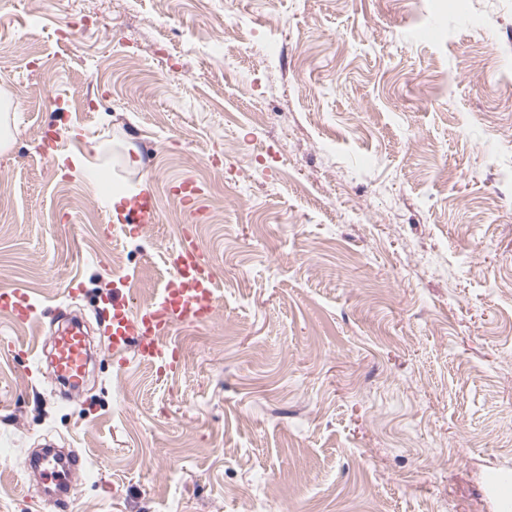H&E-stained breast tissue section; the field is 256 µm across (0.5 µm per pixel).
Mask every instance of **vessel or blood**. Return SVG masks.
Returning a JSON list of instances; mask_svg holds the SVG:
<instances>
[{
	"instance_id": "b4317fda",
	"label": "vessel or blood",
	"mask_w": 512,
	"mask_h": 512,
	"mask_svg": "<svg viewBox=\"0 0 512 512\" xmlns=\"http://www.w3.org/2000/svg\"><path fill=\"white\" fill-rule=\"evenodd\" d=\"M160 218L158 205L151 193L131 198L118 221L122 224H155ZM172 275L159 296L143 308L133 307L123 289H113L98 311V321L114 356L124 358L135 351L138 360L150 362L158 370L175 371L179 357L169 338L182 326H198L211 318L219 297L215 277L194 237H186L169 255ZM0 309L7 311L17 324L38 320V309L31 296L18 288L0 289ZM54 368L57 375L72 388L81 389L85 372L86 341L75 327L53 337ZM84 460L72 455L65 466L51 460L42 463L45 480L53 492L44 494V512H72L73 489L70 476L83 467Z\"/></svg>"
}]
</instances>
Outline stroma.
<instances>
[{
    "label": "stroma",
    "instance_id": "obj_1",
    "mask_svg": "<svg viewBox=\"0 0 512 512\" xmlns=\"http://www.w3.org/2000/svg\"><path fill=\"white\" fill-rule=\"evenodd\" d=\"M0 512L78 452L75 512H503L512 482V0H0ZM114 147L86 178L40 152ZM213 322L165 376L107 344L83 397L26 376L54 313L167 276L188 209ZM160 221L108 231L106 199ZM75 295H68V288ZM160 214L155 197L150 192L131 198L119 215V224H156ZM0 309L7 311L16 324L38 322V309L35 300L19 288L0 289Z\"/></svg>",
    "mask_w": 512,
    "mask_h": 512
}]
</instances>
